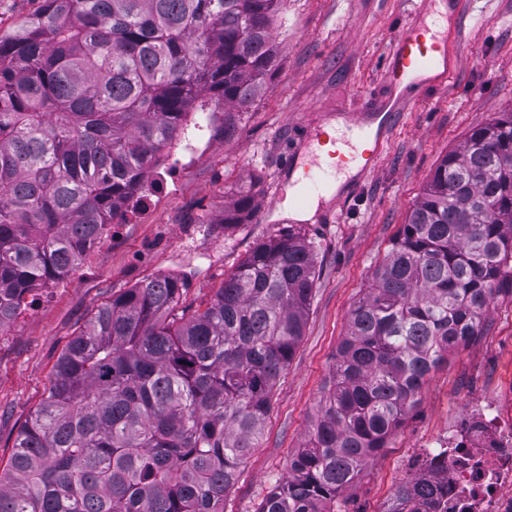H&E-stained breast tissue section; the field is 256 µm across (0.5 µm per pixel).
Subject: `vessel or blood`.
Instances as JSON below:
<instances>
[{"label": "vessel or blood", "mask_w": 512, "mask_h": 512, "mask_svg": "<svg viewBox=\"0 0 512 512\" xmlns=\"http://www.w3.org/2000/svg\"><path fill=\"white\" fill-rule=\"evenodd\" d=\"M433 0H416L411 18L394 36L383 69L387 92L368 112L342 114L336 133L301 126L296 144L285 155L282 170L296 176L304 194L335 193L332 179L356 171L372 175L389 143L397 119L430 91L446 89L459 64L456 36L439 34L426 21Z\"/></svg>", "instance_id": "vessel-or-blood-1"}]
</instances>
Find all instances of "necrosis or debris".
Wrapping results in <instances>:
<instances>
[{
    "label": "necrosis or debris",
    "mask_w": 512,
    "mask_h": 512,
    "mask_svg": "<svg viewBox=\"0 0 512 512\" xmlns=\"http://www.w3.org/2000/svg\"><path fill=\"white\" fill-rule=\"evenodd\" d=\"M211 112L200 113L178 146L177 164H161L143 180L134 198L117 205L112 223L153 203L174 166H189L199 153ZM417 496L419 512H512V398L472 402L446 433L427 447Z\"/></svg>",
    "instance_id": "1"
}]
</instances>
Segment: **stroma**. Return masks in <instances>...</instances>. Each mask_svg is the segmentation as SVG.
Here are the masks:
<instances>
[{"instance_id": "stroma-1", "label": "stroma", "mask_w": 512, "mask_h": 512, "mask_svg": "<svg viewBox=\"0 0 512 512\" xmlns=\"http://www.w3.org/2000/svg\"><path fill=\"white\" fill-rule=\"evenodd\" d=\"M413 0H286L271 27L275 67L247 109L226 113L198 159L155 206L112 228L74 279L47 289L0 340V460L44 397L55 363L95 308L145 279L185 284L180 305L204 307L253 246L287 233L292 186L279 161L307 121L336 125L385 94L384 58L410 18ZM462 62L447 89L418 102L396 122L378 170L337 208L332 224L303 223L318 279L304 336L279 383L259 448L224 499V512H255L288 474L307 438L347 333L367 288L409 210L448 151L476 126L512 106V0H472L459 22ZM251 190L255 217L225 224L224 210ZM512 389V299L499 297L478 340L431 373L414 413L336 499V512H390L400 485L416 476L425 449L465 404Z\"/></svg>"}]
</instances>
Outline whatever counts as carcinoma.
I'll list each match as a JSON object with an SVG mask.
<instances>
[{
	"label": "carcinoma",
	"mask_w": 512,
	"mask_h": 512,
	"mask_svg": "<svg viewBox=\"0 0 512 512\" xmlns=\"http://www.w3.org/2000/svg\"><path fill=\"white\" fill-rule=\"evenodd\" d=\"M284 0H43L0 34V331L81 262L202 99L248 107ZM253 210L241 191L224 223ZM299 231L259 243L205 308L160 276L99 306L0 469V512H224L303 336ZM512 297V110L434 169L363 295L288 478L256 512H335L426 377Z\"/></svg>",
	"instance_id": "carcinoma-1"
}]
</instances>
